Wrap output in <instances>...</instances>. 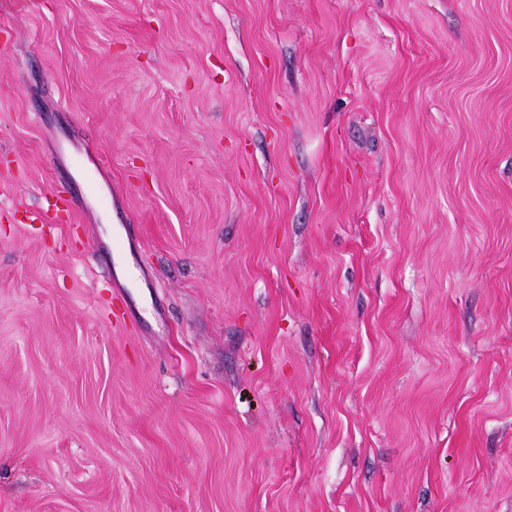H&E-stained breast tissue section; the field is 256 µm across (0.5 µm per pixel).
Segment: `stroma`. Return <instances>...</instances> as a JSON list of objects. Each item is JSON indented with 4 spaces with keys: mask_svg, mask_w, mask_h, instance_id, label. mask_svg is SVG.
I'll return each mask as SVG.
<instances>
[{
    "mask_svg": "<svg viewBox=\"0 0 512 512\" xmlns=\"http://www.w3.org/2000/svg\"><path fill=\"white\" fill-rule=\"evenodd\" d=\"M0 512H512V0H0Z\"/></svg>",
    "mask_w": 512,
    "mask_h": 512,
    "instance_id": "1",
    "label": "stroma"
}]
</instances>
